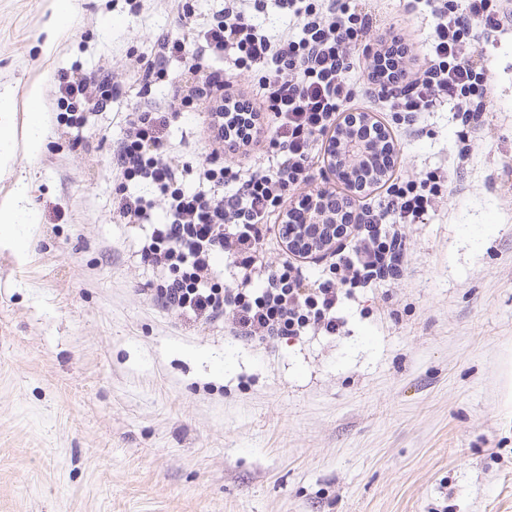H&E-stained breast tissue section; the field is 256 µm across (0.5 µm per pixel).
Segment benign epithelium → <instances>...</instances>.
I'll list each match as a JSON object with an SVG mask.
<instances>
[{"mask_svg":"<svg viewBox=\"0 0 512 512\" xmlns=\"http://www.w3.org/2000/svg\"><path fill=\"white\" fill-rule=\"evenodd\" d=\"M374 121V116L366 112L358 121L351 119L342 123L325 143L330 175L347 181L354 195L385 177V172L375 164V158L380 149V139L387 136V131ZM371 126L378 130L380 138L366 135V129ZM337 227L336 214L324 205V193L317 190L297 221L280 225V230L288 246V254L310 257L336 247V240L340 239Z\"/></svg>","mask_w":512,"mask_h":512,"instance_id":"1","label":"benign epithelium"}]
</instances>
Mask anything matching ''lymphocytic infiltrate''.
<instances>
[{"label":"lymphocytic infiltrate","mask_w":512,"mask_h":512,"mask_svg":"<svg viewBox=\"0 0 512 512\" xmlns=\"http://www.w3.org/2000/svg\"><path fill=\"white\" fill-rule=\"evenodd\" d=\"M292 18L295 32L273 36L256 22L267 2ZM433 18L425 62L407 72L411 46L397 34L368 45L372 13L351 0H225L204 25L194 23L191 0H177L181 36L158 35L149 55L134 59L136 106L113 148L112 214L137 226L135 254L152 271L154 303L182 324L224 329L263 347L281 339L339 336L343 300L356 289L398 275L406 251L403 225L424 221L436 198L450 191L433 172L390 176L377 205L350 215L346 197L327 205L345 228L336 278H306L304 263L284 255L272 261L264 241L272 217L307 195L319 161V142L336 128L357 97L386 107L400 129L415 133L423 113L451 104L464 137L457 154L466 163L481 130L494 87L481 50L512 26V0H426ZM370 59L366 83L348 75L352 48ZM258 73L254 94L234 90L219 62ZM182 71L170 76V64ZM168 88L157 106L153 90ZM58 104L69 128L83 131L91 113L106 110L120 89L108 75L73 69L58 78ZM205 111L211 145L202 161L179 159L168 129L186 112ZM164 222H156L157 210ZM225 266H218L217 256Z\"/></svg>","instance_id":"lymphocytic-infiltrate-1"}]
</instances>
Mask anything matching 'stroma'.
Instances as JSON below:
<instances>
[{"label": "stroma", "mask_w": 512, "mask_h": 512, "mask_svg": "<svg viewBox=\"0 0 512 512\" xmlns=\"http://www.w3.org/2000/svg\"><path fill=\"white\" fill-rule=\"evenodd\" d=\"M141 3L70 0L59 25L55 0H0V200L25 185L36 217L26 247L0 246V512H512V28L486 50L496 93L464 169L450 108L395 140L396 173L455 187L406 225L401 278L344 301V336L255 349L149 300L112 219L132 94L83 133L58 119L59 72L128 87L131 55L180 32L175 0ZM365 6L419 64L426 5ZM13 104L8 98L0 96V165L6 163L14 150L12 133ZM26 145L30 151H38L44 141V128L42 125L41 115L36 107L28 112L25 125Z\"/></svg>", "instance_id": "1"}]
</instances>
